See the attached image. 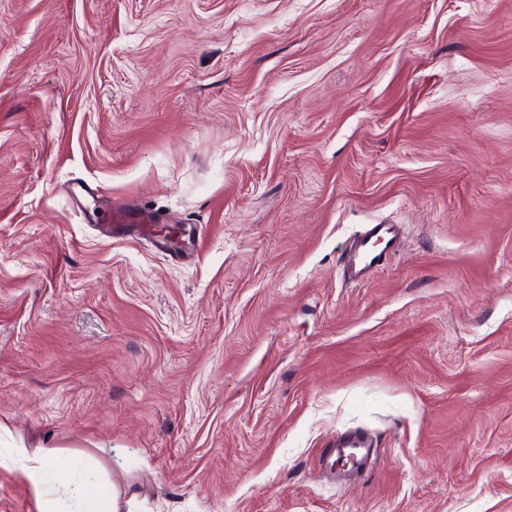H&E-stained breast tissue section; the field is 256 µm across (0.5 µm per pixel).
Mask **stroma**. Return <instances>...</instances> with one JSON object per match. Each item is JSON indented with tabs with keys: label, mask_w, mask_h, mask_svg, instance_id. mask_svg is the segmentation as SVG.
Returning a JSON list of instances; mask_svg holds the SVG:
<instances>
[{
	"label": "stroma",
	"mask_w": 512,
	"mask_h": 512,
	"mask_svg": "<svg viewBox=\"0 0 512 512\" xmlns=\"http://www.w3.org/2000/svg\"><path fill=\"white\" fill-rule=\"evenodd\" d=\"M22 444L123 512H512V0H0V512ZM112 229L116 230H134L136 232H145L152 226L150 224H156L152 212L145 211L140 213L135 219L131 217L130 210L125 208H118L112 211L110 219ZM400 237L399 224H366L342 249L344 278L354 284L367 281L396 250ZM372 446L371 438L367 433L362 430H352L341 434L336 439V445L326 448L325 453L336 457V448H351L359 458L366 459Z\"/></svg>",
	"instance_id": "35a3bbf8"
}]
</instances>
